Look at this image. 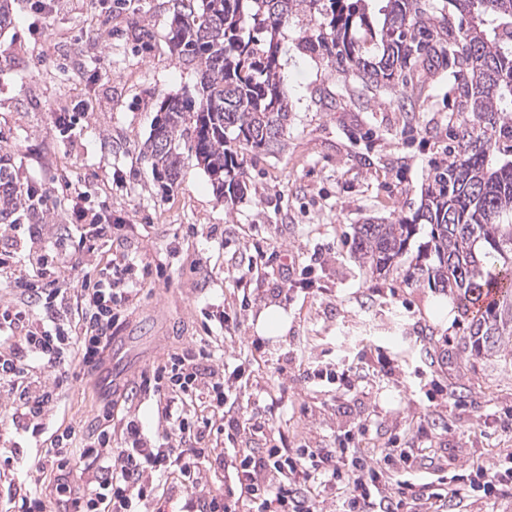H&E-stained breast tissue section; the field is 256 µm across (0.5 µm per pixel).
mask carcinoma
<instances>
[{
    "mask_svg": "<svg viewBox=\"0 0 512 512\" xmlns=\"http://www.w3.org/2000/svg\"><path fill=\"white\" fill-rule=\"evenodd\" d=\"M379 2L372 13L368 0H174L171 59L177 68L197 65L199 87L162 99L144 158L166 189L178 184L191 152L233 208L254 157L288 134L280 36L300 13L322 22L298 47L372 86L447 58L461 114L451 160L433 167L411 220L357 224L353 245L372 271H396L417 225H427L415 270L429 287L456 295L469 321L464 347L479 354L512 335V0H451L456 25L424 18L420 0ZM29 193L38 190L21 188L0 158L1 224L29 215Z\"/></svg>",
    "mask_w": 512,
    "mask_h": 512,
    "instance_id": "1",
    "label": "carcinoma"
}]
</instances>
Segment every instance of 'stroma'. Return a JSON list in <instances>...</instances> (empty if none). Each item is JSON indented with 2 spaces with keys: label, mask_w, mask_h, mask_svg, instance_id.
Returning <instances> with one entry per match:
<instances>
[{
  "label": "stroma",
  "mask_w": 512,
  "mask_h": 512,
  "mask_svg": "<svg viewBox=\"0 0 512 512\" xmlns=\"http://www.w3.org/2000/svg\"><path fill=\"white\" fill-rule=\"evenodd\" d=\"M144 11L153 19L146 33ZM172 12V0H52L46 13L14 0L13 23L0 31V155L22 185H51L60 212L78 204L96 223L120 225L99 247L131 253L147 286L101 367L66 370L44 436L71 426L81 444L129 412L153 424L142 374L190 338L214 336L226 369L242 371L227 414L265 425L237 447L334 448L349 425L363 423L356 446H419L447 456L452 475L511 453L512 337L495 352L464 353L458 310L446 322L435 315L442 292L371 274L352 244L365 219L412 217L433 165L447 160L457 118L447 60L414 70L409 86L371 90L354 72L298 50L318 23L293 17L280 53L288 137L255 157L230 210L194 157H184L178 186L166 190L143 156L160 100L198 81L193 67L169 65ZM104 24L113 31L107 56L92 41ZM285 262L309 276L282 297ZM252 265L259 278L248 277ZM270 306L287 312L288 329L265 337L259 353L255 323ZM219 310L227 326L215 320ZM318 368L359 375L345 392L313 378ZM36 452L30 433L0 423L8 463L0 512H10L18 491L54 481V471L33 468Z\"/></svg>",
  "instance_id": "35a3bbf8"
}]
</instances>
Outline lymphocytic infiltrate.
<instances>
[{
    "label": "lymphocytic infiltrate",
    "mask_w": 512,
    "mask_h": 512,
    "mask_svg": "<svg viewBox=\"0 0 512 512\" xmlns=\"http://www.w3.org/2000/svg\"><path fill=\"white\" fill-rule=\"evenodd\" d=\"M31 245L13 262L0 258V390L12 423L34 422L53 407L63 382L61 367L95 370L112 343V331L140 306L143 288L133 279V259L102 255L94 248L71 253L67 262L81 285L77 293L45 289L46 249L54 237L50 225L29 227ZM70 314L38 317L31 300ZM226 371L211 341L185 345L143 380L156 400L158 419L146 429L139 415L120 421L119 435L101 432L74 447L73 429L52 437L35 457V470L57 468L52 491H26L16 512H141L142 505L162 502L160 480L179 479L189 496L184 512H322L336 500L339 512H455L464 496L512 497V457L493 466L473 463L452 475L445 487L427 492L399 480L397 468L418 469L416 448H288L235 451L234 475L223 490L191 498L206 449L222 447L239 436L241 418L225 416L226 391L239 378ZM183 447H173L174 438Z\"/></svg>",
    "instance_id": "f902f5d3"
}]
</instances>
